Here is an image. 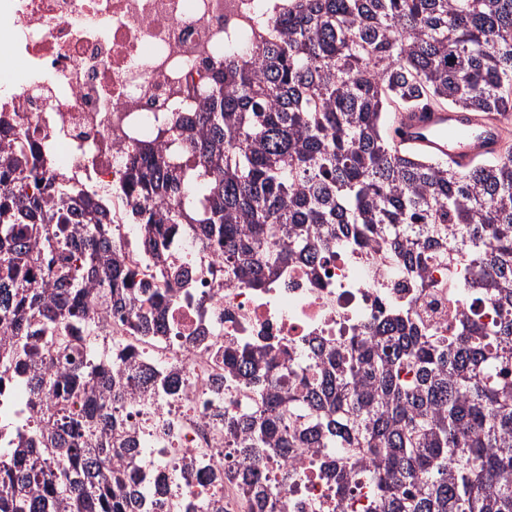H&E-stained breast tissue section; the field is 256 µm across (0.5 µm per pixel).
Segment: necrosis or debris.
Masks as SVG:
<instances>
[{"instance_id":"obj_1","label":"necrosis or debris","mask_w":512,"mask_h":512,"mask_svg":"<svg viewBox=\"0 0 512 512\" xmlns=\"http://www.w3.org/2000/svg\"><path fill=\"white\" fill-rule=\"evenodd\" d=\"M288 8V0H0L9 52L26 61L24 72L0 87V145L25 133L45 165L120 197L136 145L164 153L158 127L198 111L227 54L255 50L257 17L273 22ZM120 244L139 271L134 287L162 288L171 272L188 274L190 297L168 307L162 335L136 338L107 308L94 315L113 339L132 345L120 371L174 377L177 388L165 398L146 392L121 408L119 426L166 458L191 495L204 490L206 470H232L224 416L254 401L243 387H211L225 342L277 336L293 347L318 336L331 346L393 299L426 312L443 334L482 310L476 300H449L448 269L439 265L426 272L434 288L421 291L368 255L340 248L317 270L294 261L270 287L241 288L224 277L223 250L200 247L191 232L160 238L158 264L134 225H126ZM203 458L208 468H201ZM318 458L317 449L298 448L275 460L273 475H300L283 492L285 512H343L335 490L317 477Z\"/></svg>"}]
</instances>
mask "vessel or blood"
<instances>
[{
  "mask_svg": "<svg viewBox=\"0 0 512 512\" xmlns=\"http://www.w3.org/2000/svg\"><path fill=\"white\" fill-rule=\"evenodd\" d=\"M397 150L471 167L477 159L502 155L500 123L476 112L419 105L398 114L392 131Z\"/></svg>",
  "mask_w": 512,
  "mask_h": 512,
  "instance_id": "vessel-or-blood-1",
  "label": "vessel or blood"
}]
</instances>
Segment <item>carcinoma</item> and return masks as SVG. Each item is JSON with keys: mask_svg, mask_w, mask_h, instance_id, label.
Masks as SVG:
<instances>
[{"mask_svg": "<svg viewBox=\"0 0 512 512\" xmlns=\"http://www.w3.org/2000/svg\"><path fill=\"white\" fill-rule=\"evenodd\" d=\"M266 31L261 62L233 58L193 117L144 147L124 199L60 169L43 172L21 141L0 149V371L25 391L29 417L3 423L0 512H223L220 474L205 501L174 494L147 445L115 433L116 411L149 386L106 368L89 312L128 309L145 336L164 329L183 288L127 289L112 225L148 243L186 224L224 248L229 279L266 288L292 261L340 243L423 280L448 266V287L497 314L464 317L443 336L405 303L335 346L281 340L224 346L214 389L241 384L256 403L224 420L240 458L235 479L254 512H284L263 460L320 448L317 468L343 498L362 478L365 512H512V149L468 171L398 155L387 123L422 103L512 117V0H294ZM173 199L168 209L150 200ZM88 350L47 360L28 345ZM86 398L82 423L68 400Z\"/></svg>", "mask_w": 512, "mask_h": 512, "instance_id": "cac0c4a2", "label": "carcinoma"}]
</instances>
